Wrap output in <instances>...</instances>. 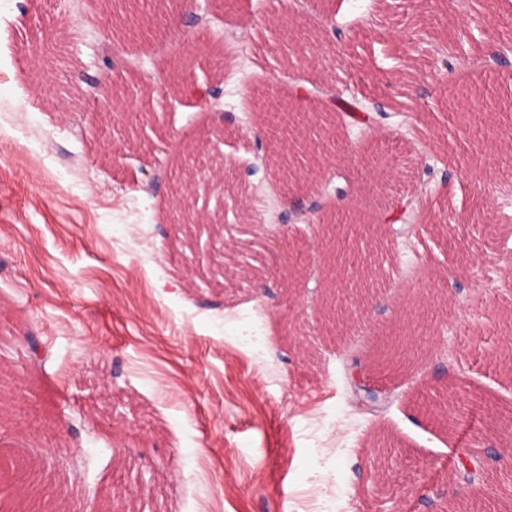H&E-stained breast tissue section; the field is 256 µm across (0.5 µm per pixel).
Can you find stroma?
<instances>
[{"label":"stroma","instance_id":"35a3bbf8","mask_svg":"<svg viewBox=\"0 0 512 512\" xmlns=\"http://www.w3.org/2000/svg\"><path fill=\"white\" fill-rule=\"evenodd\" d=\"M308 10L306 38L289 43L288 0H238L230 13L199 0L192 25L156 22L142 36L111 29L100 0H0V373L15 389L0 457L46 464L72 512H309L321 487L338 512H428L430 498L472 512L490 489L496 512H512V457L490 464L484 488L459 480L462 452L485 457L512 436L464 441L418 407L443 391L451 407L481 396L512 414V373L493 367L512 344V193L470 190L512 171L500 109L512 65L443 66L499 49L487 31L502 13L481 0H310ZM365 15L384 28H365ZM414 21L427 31L418 46ZM182 38L206 56L176 88ZM109 40L122 51L112 70ZM107 71L144 97L107 104L96 86ZM210 89L211 107H195ZM244 90L329 117L333 96L352 91L392 102L381 122L337 124L298 190L307 201L350 177L342 204L366 229L352 250L382 256L362 313L371 335L321 331L327 258L301 221L287 247L249 244L261 298L244 280L205 285L207 241L189 272L170 250L169 178L216 123L234 193L200 196L197 208L223 205L228 239L280 222L279 176L254 138L266 116L241 109ZM417 128L431 131L420 154ZM398 275L401 288L386 290ZM407 322L414 364L377 372L374 351ZM255 325L257 355L242 343Z\"/></svg>","mask_w":512,"mask_h":512}]
</instances>
